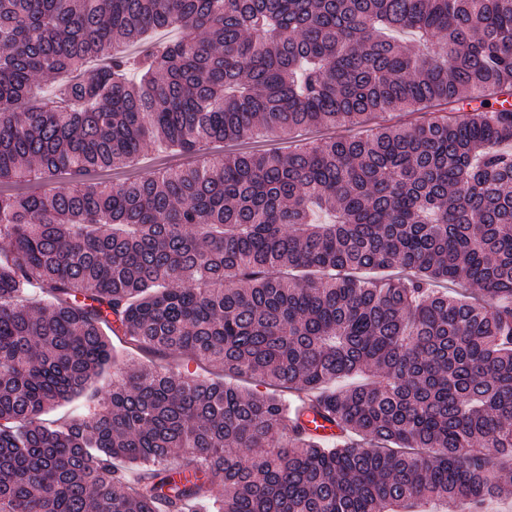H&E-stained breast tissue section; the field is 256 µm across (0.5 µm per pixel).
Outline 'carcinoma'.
<instances>
[{
	"label": "carcinoma",
	"mask_w": 512,
	"mask_h": 512,
	"mask_svg": "<svg viewBox=\"0 0 512 512\" xmlns=\"http://www.w3.org/2000/svg\"><path fill=\"white\" fill-rule=\"evenodd\" d=\"M488 97L512 99V0H0V186L71 179L0 189V512L511 496L512 107ZM377 112L419 118L85 181ZM114 336L212 376L100 390ZM193 161V156L174 154L165 148L152 147L141 154L135 168L114 167L105 171L93 172L89 175V179L118 184L136 175H148L160 168L186 165Z\"/></svg>",
	"instance_id": "cac0c4a2"
}]
</instances>
